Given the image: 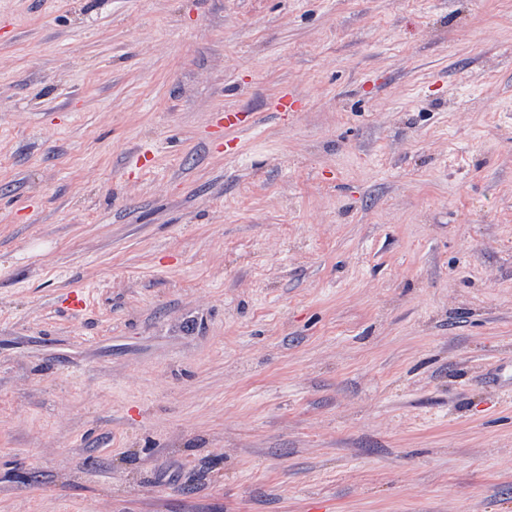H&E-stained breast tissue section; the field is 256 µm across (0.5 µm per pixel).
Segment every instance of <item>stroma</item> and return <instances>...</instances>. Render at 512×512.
Instances as JSON below:
<instances>
[{
	"label": "stroma",
	"mask_w": 512,
	"mask_h": 512,
	"mask_svg": "<svg viewBox=\"0 0 512 512\" xmlns=\"http://www.w3.org/2000/svg\"><path fill=\"white\" fill-rule=\"evenodd\" d=\"M0 512H512V0H0Z\"/></svg>",
	"instance_id": "1"
}]
</instances>
